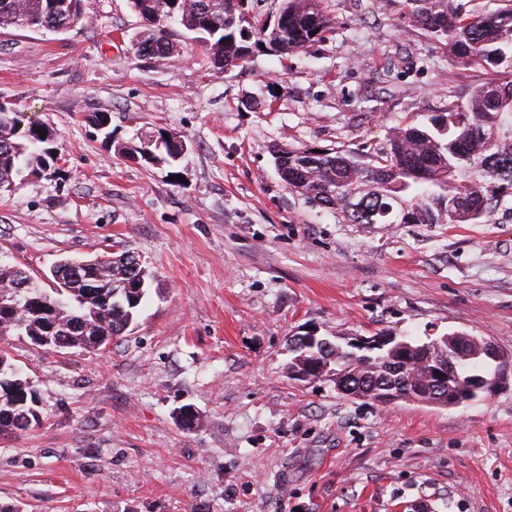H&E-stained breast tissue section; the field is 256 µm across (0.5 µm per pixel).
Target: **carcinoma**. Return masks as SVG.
Masks as SVG:
<instances>
[{
	"mask_svg": "<svg viewBox=\"0 0 512 512\" xmlns=\"http://www.w3.org/2000/svg\"><path fill=\"white\" fill-rule=\"evenodd\" d=\"M51 0H0V28H38L74 21L70 13L51 9ZM131 8L150 29L137 43V56L163 61L174 52L170 27L177 26L204 47L216 72L243 68L251 55L267 51L288 56L320 41L330 27L324 0H281L273 22L254 16L246 42L239 26L240 13L230 11V0H179L169 15L164 0H129ZM402 17L410 25L448 48L463 67L494 70L502 65L508 74L469 89L463 104L448 107L431 127L406 123L389 134L388 148L365 164L334 148L288 150L274 158L284 185L319 206L334 211L345 224L390 223L387 209H407L411 224H480L505 198L512 197V0L496 7L466 11L459 0H400ZM447 131H442L443 125ZM46 132L40 137L39 130ZM158 134L145 160L175 167L170 148ZM55 134L44 122L22 123L10 109H0V191L24 176L37 174L52 162ZM457 200L455 215L439 207L441 199ZM97 284L87 287L84 277L60 260L50 271L53 288H23L31 280L27 271L0 268V339L15 333L47 336L64 343L71 353L107 348L135 322L149 297L150 274L131 252L103 250ZM294 356L287 372L307 366L339 364L357 376L355 394L381 386L393 392H415L427 379V366L417 375L397 371L383 362H367L346 349L311 350L293 339ZM42 407L30 394V378L0 353V436L37 427L31 415Z\"/></svg>",
	"mask_w": 512,
	"mask_h": 512,
	"instance_id": "cac0c4a2",
	"label": "carcinoma"
}]
</instances>
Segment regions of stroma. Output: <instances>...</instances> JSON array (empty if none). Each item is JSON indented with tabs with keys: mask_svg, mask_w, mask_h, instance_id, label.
<instances>
[{
	"mask_svg": "<svg viewBox=\"0 0 512 512\" xmlns=\"http://www.w3.org/2000/svg\"><path fill=\"white\" fill-rule=\"evenodd\" d=\"M306 52L215 73L183 30L161 63L128 0L63 33L0 31V100L57 134L43 177L0 194V265L41 287L63 257L130 251L152 272L104 350L24 336L43 422L0 437V502L24 512H512V372L456 407L383 405L287 374L309 331L345 343L462 331L512 361V212L485 224H342L290 191L276 147L386 146L485 71L399 22V0H326ZM111 117V141L88 123ZM177 167L132 159L157 133ZM195 409L185 427L180 407Z\"/></svg>",
	"mask_w": 512,
	"mask_h": 512,
	"instance_id": "1",
	"label": "stroma"
}]
</instances>
